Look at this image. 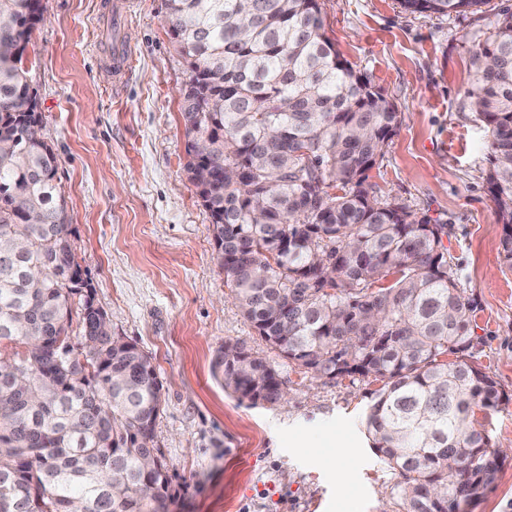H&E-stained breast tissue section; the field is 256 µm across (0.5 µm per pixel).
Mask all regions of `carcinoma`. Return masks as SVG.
<instances>
[{
    "mask_svg": "<svg viewBox=\"0 0 512 512\" xmlns=\"http://www.w3.org/2000/svg\"><path fill=\"white\" fill-rule=\"evenodd\" d=\"M398 2L450 15L489 0ZM167 20L190 64L187 171L203 158L217 170L201 197L243 315L305 373L381 382L364 427L398 476L389 497L401 512H463L506 459L471 420L501 394L474 361L476 303L448 225L364 187L400 112L340 58L321 0H167ZM42 21L35 0H0V512H167V464L153 461L162 385L148 354L93 319L58 155L30 132L43 118L25 111L36 91L17 49ZM471 53L512 271L511 11ZM76 302L83 349L61 352ZM213 374L241 398L285 397L273 360L240 341Z\"/></svg>",
    "mask_w": 512,
    "mask_h": 512,
    "instance_id": "1",
    "label": "carcinoma"
}]
</instances>
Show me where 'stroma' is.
<instances>
[{"mask_svg": "<svg viewBox=\"0 0 512 512\" xmlns=\"http://www.w3.org/2000/svg\"><path fill=\"white\" fill-rule=\"evenodd\" d=\"M106 0H43L28 70L42 134L59 156L58 183L77 260L113 332L153 358L163 406L155 441L175 500L170 512H400L394 472L370 446L363 415L372 383L319 379L280 361L287 396L254 404L224 390L212 362L226 341L268 349L231 298L208 211L189 182L181 90L188 66L166 21V0H131L103 19ZM341 57L393 103L397 133L365 182L446 224L448 245L477 302L475 356L502 400L473 421L508 450L496 482L466 512L512 501V271L486 182L489 133L465 95L472 40L486 38L512 0L438 16L397 0H321ZM133 55L120 93L102 62L113 43ZM344 469L346 492L336 471Z\"/></svg>", "mask_w": 512, "mask_h": 512, "instance_id": "obj_1", "label": "stroma"}]
</instances>
